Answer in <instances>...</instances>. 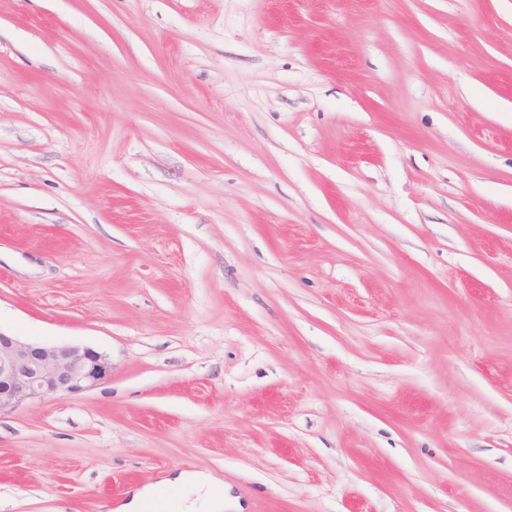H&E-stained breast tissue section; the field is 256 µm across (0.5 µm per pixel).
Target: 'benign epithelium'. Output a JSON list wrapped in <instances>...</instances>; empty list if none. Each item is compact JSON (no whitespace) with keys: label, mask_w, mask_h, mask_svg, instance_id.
I'll return each mask as SVG.
<instances>
[{"label":"benign epithelium","mask_w":512,"mask_h":512,"mask_svg":"<svg viewBox=\"0 0 512 512\" xmlns=\"http://www.w3.org/2000/svg\"><path fill=\"white\" fill-rule=\"evenodd\" d=\"M112 372L103 353L88 346H51L0 331V413L99 385Z\"/></svg>","instance_id":"7a95c632"}]
</instances>
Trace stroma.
I'll use <instances>...</instances> for the list:
<instances>
[{"label": "stroma", "mask_w": 512, "mask_h": 512, "mask_svg": "<svg viewBox=\"0 0 512 512\" xmlns=\"http://www.w3.org/2000/svg\"><path fill=\"white\" fill-rule=\"evenodd\" d=\"M0 512H512V0H0ZM111 372L107 356L92 347L51 346L0 331V415L27 402L81 393Z\"/></svg>", "instance_id": "obj_1"}]
</instances>
